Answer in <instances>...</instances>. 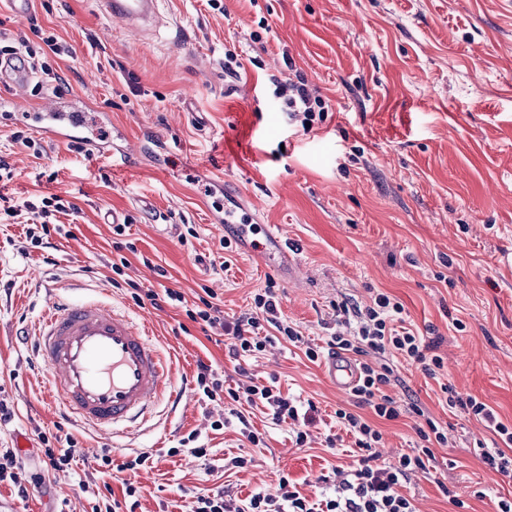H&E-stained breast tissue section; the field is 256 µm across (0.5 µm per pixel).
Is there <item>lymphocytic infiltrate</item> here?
<instances>
[{"label":"lymphocytic infiltrate","mask_w":512,"mask_h":512,"mask_svg":"<svg viewBox=\"0 0 512 512\" xmlns=\"http://www.w3.org/2000/svg\"><path fill=\"white\" fill-rule=\"evenodd\" d=\"M31 31L37 36L40 46H32L28 39L0 37V55H21L33 71V93H40L47 86V77L52 70L46 62L48 54L63 51L54 33L44 30L39 24H31ZM274 95L280 111L286 112L289 124L311 133L319 127L332 110L329 99L316 95L310 88L304 73L294 72L288 79L270 76ZM74 203L60 195L50 194L18 205L0 196V223H19L24 211L39 213L44 224L56 223L58 215L75 211ZM131 298L136 305L150 303L154 308L184 307L189 320L203 324L210 330L219 331L228 337L229 352L240 357L253 352L264 351L266 346L286 341L291 345H304L303 336L281 317L279 297L273 286H266L263 292L255 294L252 312L228 320L220 304L209 298L192 306L186 305L184 296L175 290L163 292L146 290L133 285ZM341 328L326 339L324 345H304L305 355L310 361H318L325 350L339 349L360 356V379L350 397L353 410L337 409L336 422L342 430L353 437L357 451L372 450L381 434L360 415L362 407H369L375 417L384 420L399 418L400 411L395 400L385 389L395 382L394 367L397 360L418 365L429 377L436 376L443 367L440 356L433 354L432 346L413 329L403 326L404 307L389 295L377 294L371 305L360 306L344 300L335 306ZM195 382L208 400L225 396L231 406L229 416L237 419L241 433L252 445H260L263 438L242 412L243 406H260L266 409L273 422L289 423L290 438L296 446H304L311 437L310 429L316 422V407L313 402L282 396L274 385L254 381L225 385L212 364L198 362ZM445 402L448 408L484 420L493 428L503 442L499 448H484L480 459L487 469L512 477V425L505 424L485 403L475 397H461L453 389H446ZM42 445V468L28 472L20 462L15 449L0 448V484L11 486L19 498H27L31 487L44 484L51 473L65 470L80 454L74 439H67L65 447L55 448L45 432H38ZM421 446L412 453L402 454L395 463L370 465L368 459H360L357 466L349 469H335L331 491L315 496L303 494L288 477H281L277 494L255 493L244 498L226 496L224 492H200L194 497L189 512H415L412 501L401 494L404 482L412 475L426 471L434 459L433 444H445L447 438L436 424H429L420 431Z\"/></svg>","instance_id":"obj_1"}]
</instances>
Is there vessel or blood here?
Wrapping results in <instances>:
<instances>
[{
  "label": "vessel or blood",
  "mask_w": 512,
  "mask_h": 512,
  "mask_svg": "<svg viewBox=\"0 0 512 512\" xmlns=\"http://www.w3.org/2000/svg\"><path fill=\"white\" fill-rule=\"evenodd\" d=\"M113 21L139 28L158 14L157 0H104ZM31 78L24 57L0 59V87L16 89ZM33 127L61 142L85 124L73 101L55 100L27 115ZM36 354L66 416L110 434L142 428L158 403L178 402L180 388L170 362L161 354L147 322L134 320L115 304L102 300L49 305L36 325ZM325 375L340 392L358 380L355 361L339 353L326 358Z\"/></svg>",
  "instance_id": "b4317fda"
}]
</instances>
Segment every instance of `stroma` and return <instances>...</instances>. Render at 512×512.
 <instances>
[{
    "label": "stroma",
    "instance_id": "stroma-1",
    "mask_svg": "<svg viewBox=\"0 0 512 512\" xmlns=\"http://www.w3.org/2000/svg\"><path fill=\"white\" fill-rule=\"evenodd\" d=\"M160 0L159 22L138 39L104 12L99 0H33L39 24L67 51L49 56L67 79L68 96L87 106L88 131L101 137H162L165 170L142 161L113 168L110 159L69 151L42 139L44 152L14 141L31 136L26 113L40 97L30 89L0 101V155L11 179L0 193L21 202L55 193L79 211L61 216L63 233H50L54 264L42 252L20 249V225L0 231V398L14 409L0 424V448L19 447L30 471L41 454L33 431L72 436L83 454L72 470L50 477L28 498L0 486V512H86L79 481L109 484L122 495L120 472L103 478L97 457L114 463L141 452L150 460L135 480L144 493L136 512H161L164 503L227 485L246 497L275 492L281 476L306 495L321 491L330 467L350 466L325 436L349 397L323 375L321 363L280 345L234 359L224 342L208 338L183 310L136 306L127 288L112 285L119 245L142 257L128 275L143 287L170 288L196 302L210 288L225 317L248 312L255 293L275 282L284 319L305 341L322 344L336 328L333 303L365 305L381 291L403 304L406 321L432 338L444 368L438 378L399 363V385L388 387L402 413L379 419V463L395 461L419 441L418 426L433 418L448 442L435 446L427 472L404 487L416 512H496L497 496H512V477L489 471L477 447L500 440L485 422L442 405V386L473 396L512 424V0ZM246 64L241 80H224V50ZM296 66L333 114L318 132L288 125L272 97L270 75ZM137 77L131 95L124 74ZM240 200L264 227L281 228L302 273L291 282L276 265L245 252L222 250L212 216L217 204ZM131 218L117 236L106 214ZM198 232L192 245L176 227ZM230 270H222L221 260ZM166 269L158 277L154 266ZM92 296L114 302L151 323L156 342L187 384L177 408L159 405L145 430L113 438L68 420L37 364L34 325L54 297ZM213 361L228 381L277 377L282 392L318 409L310 446L294 447L287 424L260 409L249 419L264 443L254 447L238 423L220 431L210 423L225 408L207 400L193 376L197 360ZM417 401L425 417L409 413ZM198 432L209 448L199 459L179 451ZM251 458L246 470L217 478L225 458ZM458 503L448 502L444 489ZM486 497H477L478 489Z\"/></svg>",
    "mask_w": 512,
    "mask_h": 512
}]
</instances>
